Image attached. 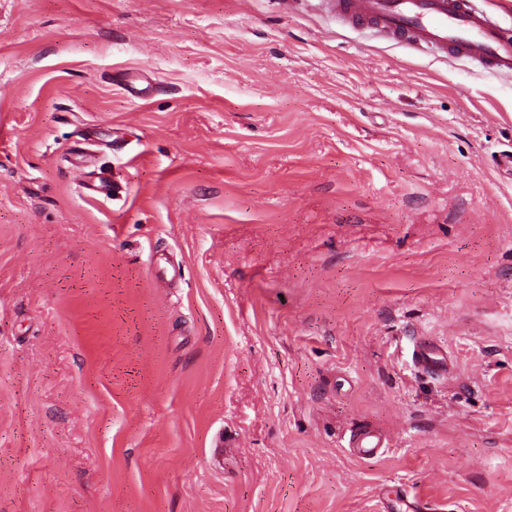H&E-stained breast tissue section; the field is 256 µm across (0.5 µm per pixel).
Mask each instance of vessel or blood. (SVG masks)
<instances>
[{"instance_id":"1","label":"vessel or blood","mask_w":512,"mask_h":512,"mask_svg":"<svg viewBox=\"0 0 512 512\" xmlns=\"http://www.w3.org/2000/svg\"><path fill=\"white\" fill-rule=\"evenodd\" d=\"M332 7L338 18L371 24L387 37L512 71V40L471 0H333ZM352 446L357 457L368 459L380 455L385 443L367 433Z\"/></svg>"}]
</instances>
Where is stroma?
<instances>
[{
  "instance_id": "obj_1",
  "label": "stroma",
  "mask_w": 512,
  "mask_h": 512,
  "mask_svg": "<svg viewBox=\"0 0 512 512\" xmlns=\"http://www.w3.org/2000/svg\"><path fill=\"white\" fill-rule=\"evenodd\" d=\"M507 151L329 0H0V512H512ZM352 448L357 457L368 459L380 455L383 452L382 449L385 448V443L378 435L365 433L353 440Z\"/></svg>"
}]
</instances>
